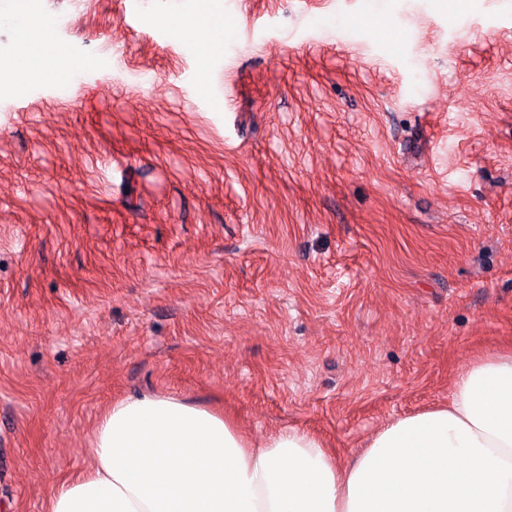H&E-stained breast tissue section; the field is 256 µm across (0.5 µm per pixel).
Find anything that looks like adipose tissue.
I'll list each match as a JSON object with an SVG mask.
<instances>
[{
	"label": "adipose tissue",
	"instance_id": "adipose-tissue-1",
	"mask_svg": "<svg viewBox=\"0 0 512 512\" xmlns=\"http://www.w3.org/2000/svg\"><path fill=\"white\" fill-rule=\"evenodd\" d=\"M14 26L16 83L72 76L45 16L25 10ZM91 455L48 512H512V348L477 357L447 404L395 418L343 465L313 434L251 441L169 394L113 402Z\"/></svg>",
	"mask_w": 512,
	"mask_h": 512
}]
</instances>
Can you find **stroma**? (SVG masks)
Instances as JSON below:
<instances>
[{"label": "stroma", "mask_w": 512, "mask_h": 512, "mask_svg": "<svg viewBox=\"0 0 512 512\" xmlns=\"http://www.w3.org/2000/svg\"><path fill=\"white\" fill-rule=\"evenodd\" d=\"M199 5L35 0L82 65L19 87L0 0V512L117 399L348 459L512 342V0ZM203 44L207 45L210 55L224 52V9L212 15L208 36Z\"/></svg>", "instance_id": "35a3bbf8"}]
</instances>
